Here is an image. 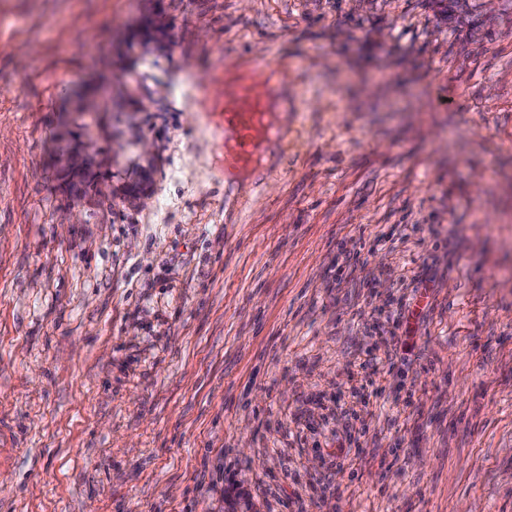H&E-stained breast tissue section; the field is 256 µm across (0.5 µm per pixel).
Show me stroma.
<instances>
[{"label":"stroma","mask_w":512,"mask_h":512,"mask_svg":"<svg viewBox=\"0 0 512 512\" xmlns=\"http://www.w3.org/2000/svg\"><path fill=\"white\" fill-rule=\"evenodd\" d=\"M259 59L288 122L237 194ZM90 80L140 102L145 207L59 188ZM0 479V512H512V0H0ZM261 102L254 93L253 87L243 86L234 93V103L224 115V147L230 142L238 162L248 159L252 146L259 133L258 123Z\"/></svg>","instance_id":"35a3bbf8"}]
</instances>
